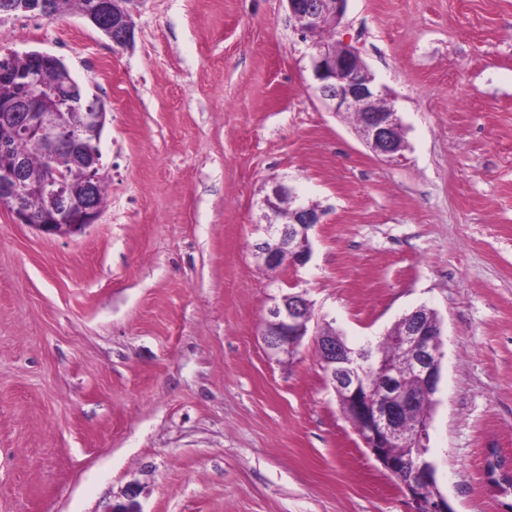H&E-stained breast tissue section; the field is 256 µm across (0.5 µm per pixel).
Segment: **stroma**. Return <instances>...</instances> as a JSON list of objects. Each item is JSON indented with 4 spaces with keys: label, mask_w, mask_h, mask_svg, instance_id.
I'll use <instances>...</instances> for the list:
<instances>
[{
    "label": "stroma",
    "mask_w": 512,
    "mask_h": 512,
    "mask_svg": "<svg viewBox=\"0 0 512 512\" xmlns=\"http://www.w3.org/2000/svg\"><path fill=\"white\" fill-rule=\"evenodd\" d=\"M135 41L75 11L0 20V50L69 66L107 112L106 207L46 238L0 207V512H411L312 338L264 345L301 293L353 348L425 306L443 323L428 456L454 512H500L512 458V0H348L405 149L322 103L286 0H141ZM324 209L303 266L255 246L272 181Z\"/></svg>",
    "instance_id": "obj_1"
}]
</instances>
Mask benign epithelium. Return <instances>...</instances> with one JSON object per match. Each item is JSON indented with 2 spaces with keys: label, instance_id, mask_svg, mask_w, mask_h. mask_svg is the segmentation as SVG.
Masks as SVG:
<instances>
[{
  "label": "benign epithelium",
  "instance_id": "obj_1",
  "mask_svg": "<svg viewBox=\"0 0 512 512\" xmlns=\"http://www.w3.org/2000/svg\"><path fill=\"white\" fill-rule=\"evenodd\" d=\"M138 0H92L82 12L96 28L103 31L112 46L127 48L134 42L133 5ZM347 0H287L288 10L298 30L305 37L318 33L323 26L336 28ZM311 65L316 90L321 101L335 112L361 113V135L372 151L393 157L403 149L401 123L394 107L375 90V76L362 60L359 51L339 41H315ZM13 80L21 89L12 103L0 111V153L10 148L11 140L20 135L38 138L49 153V171L36 186L45 199L48 223L30 224L23 207L31 191L20 163L0 167V206L9 210L14 223L30 225L47 238H70L98 223L104 212V201L97 194V185L106 179L102 164L100 140L106 121L105 105L95 96L85 97L84 138H79L60 119L62 113L77 106L76 91L80 84L70 69L52 86L43 84L40 70L32 67L16 73ZM86 171L87 185L81 198L71 194L64 172L74 166ZM288 197V222H268L267 239L257 245L264 266L278 269L285 264L303 266L311 257L309 231L321 223L322 210L313 204L298 201L295 193L276 184L266 198V207L273 211L279 200ZM430 313L418 307L400 318L403 329L396 337L409 351V361L400 372H385L380 381L384 395L374 399L366 390L365 372L372 359L367 352H352L339 345L338 333L329 326L312 323V305L299 293L284 294L269 310L268 330L263 336L270 355H293L307 335L321 351L325 377L334 391H343L352 410L361 419L356 432L364 447L392 476L413 470V477L404 482L412 512H454L448 499L438 490L432 464L422 460L427 452L429 419L413 428L404 426V417L414 400L405 389L406 380L415 378L423 392L434 397L440 381L443 342L441 321H422ZM401 442L418 449L409 462L394 458L387 452L392 444ZM139 490L131 485L123 496L112 503L109 512H142Z\"/></svg>",
  "mask_w": 512,
  "mask_h": 512
}]
</instances>
